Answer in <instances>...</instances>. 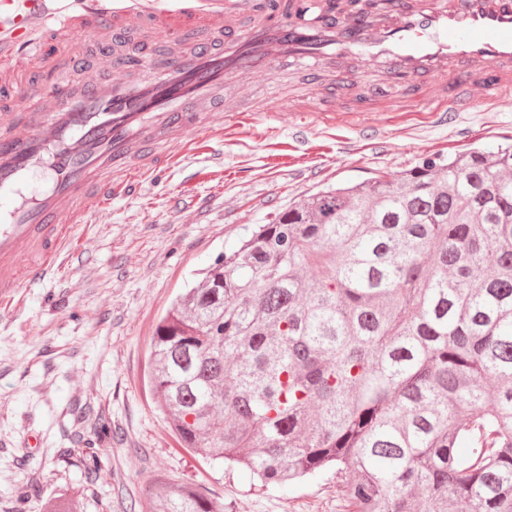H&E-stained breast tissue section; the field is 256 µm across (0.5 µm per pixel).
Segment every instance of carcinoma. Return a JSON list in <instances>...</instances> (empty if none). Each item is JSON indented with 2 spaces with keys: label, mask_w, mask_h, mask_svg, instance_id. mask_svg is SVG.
<instances>
[{
  "label": "carcinoma",
  "mask_w": 512,
  "mask_h": 512,
  "mask_svg": "<svg viewBox=\"0 0 512 512\" xmlns=\"http://www.w3.org/2000/svg\"><path fill=\"white\" fill-rule=\"evenodd\" d=\"M149 384L181 448L264 486L333 469L350 512H512V145L258 225L158 322ZM150 512L224 508L162 483Z\"/></svg>",
  "instance_id": "1"
}]
</instances>
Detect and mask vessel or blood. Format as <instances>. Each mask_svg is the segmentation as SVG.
<instances>
[{"instance_id": "vessel-or-blood-1", "label": "vessel or blood", "mask_w": 512, "mask_h": 512, "mask_svg": "<svg viewBox=\"0 0 512 512\" xmlns=\"http://www.w3.org/2000/svg\"><path fill=\"white\" fill-rule=\"evenodd\" d=\"M329 0H304L302 13L279 21L258 18L254 0L214 9L202 0H0V77L51 67L46 41L73 43L134 27L174 45V52L148 57L150 77L130 76L120 50L81 70L76 58L62 70L80 73L74 90L32 112L18 128L13 112L0 113V304L23 288L50 278L73 244L79 225L105 215L165 175L193 144L253 125L250 106L207 107L225 78L238 86L276 91L278 64L346 61L359 57L387 72H409L412 82L388 99V111L419 112L447 119L474 100L496 104L512 94V0H408L383 18L347 12L338 26H321ZM373 97L344 110L336 92L319 106L300 97H277L278 117L297 130L373 111ZM55 174L46 195L25 192L33 171Z\"/></svg>"}]
</instances>
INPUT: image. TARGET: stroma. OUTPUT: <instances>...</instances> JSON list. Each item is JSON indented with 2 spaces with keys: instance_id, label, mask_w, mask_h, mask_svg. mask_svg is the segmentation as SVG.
Wrapping results in <instances>:
<instances>
[{
  "instance_id": "obj_1",
  "label": "stroma",
  "mask_w": 512,
  "mask_h": 512,
  "mask_svg": "<svg viewBox=\"0 0 512 512\" xmlns=\"http://www.w3.org/2000/svg\"><path fill=\"white\" fill-rule=\"evenodd\" d=\"M307 131L288 120L230 130L156 186L113 202L88 247L0 309V512H37L51 496L82 512H148L157 482L188 483L224 512H346L333 474L260 486L244 469L179 448L148 388L159 318L187 281L236 249L248 228L298 198L512 143V100L476 104L452 123L371 114ZM101 469L88 476L83 442Z\"/></svg>"
}]
</instances>
